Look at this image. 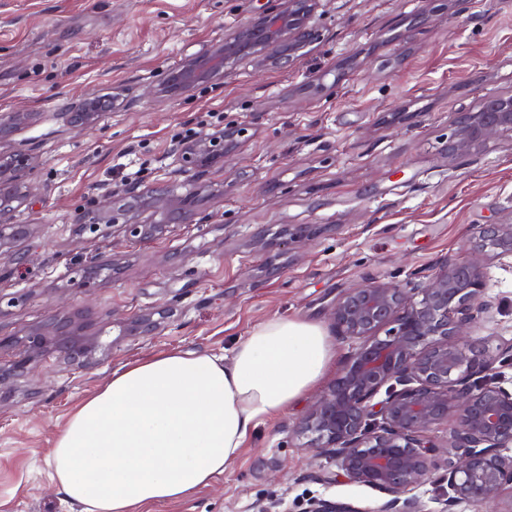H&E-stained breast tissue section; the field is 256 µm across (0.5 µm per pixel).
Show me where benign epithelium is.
Returning <instances> with one entry per match:
<instances>
[{
    "instance_id": "benign-epithelium-1",
    "label": "benign epithelium",
    "mask_w": 512,
    "mask_h": 512,
    "mask_svg": "<svg viewBox=\"0 0 512 512\" xmlns=\"http://www.w3.org/2000/svg\"><path fill=\"white\" fill-rule=\"evenodd\" d=\"M319 0H284L272 12L229 33L201 53L170 70L159 94L191 91L222 78L235 63L248 60L257 68L269 62L288 66L294 54L314 38L310 17ZM122 106L119 95L86 94L62 106L57 116L75 127L96 124L103 113ZM34 119L32 112H13L0 122V141ZM495 135L512 137V92L482 98L476 110L459 112L448 152L456 157L480 153ZM230 130L200 135L181 145L175 163L189 171L205 169L224 158ZM36 157L28 149H0V258L17 270L30 255L16 243L34 235L32 224L16 221L17 212L41 190L32 175ZM198 191L178 194L167 185L144 192L135 186L112 191L107 201L75 212L74 234L103 236L115 226L139 240L165 236L183 224ZM151 212L149 224L141 221ZM472 258L457 263L448 257L415 294L391 283L372 282L342 294L333 308L338 335L357 343L341 374L317 398L298 434L307 447L329 458L343 476L391 495L382 512H424L412 491L429 479L436 445L426 439L433 426L452 417L448 440L447 505L482 502L495 506L512 494V390L485 359V349L467 330L476 315L487 322L497 308L487 296L486 266L512 258V223L486 224L471 242ZM159 325L145 313L88 333L72 317L55 312L21 336L0 337V353L16 346L23 356L0 367L5 375L34 373L36 362L55 352L70 367L86 366L112 347L103 337L146 336ZM385 391V398H374ZM307 512H361L350 503L324 498L310 501Z\"/></svg>"
}]
</instances>
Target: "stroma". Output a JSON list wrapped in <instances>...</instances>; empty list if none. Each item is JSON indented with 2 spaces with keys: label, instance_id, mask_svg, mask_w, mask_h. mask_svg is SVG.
<instances>
[{
  "label": "stroma",
  "instance_id": "obj_1",
  "mask_svg": "<svg viewBox=\"0 0 512 512\" xmlns=\"http://www.w3.org/2000/svg\"><path fill=\"white\" fill-rule=\"evenodd\" d=\"M283 0H0V116L34 113L9 139L32 149L43 192L17 215L35 227L0 259V336L52 312L94 331L165 311L155 334L123 339L85 368L50 355L0 384V512H81L59 493L50 455L74 406L126 363L171 350L223 356L259 324L305 318L332 327L343 293L372 281L412 288L445 257L465 258L480 225L512 220V138L473 157L448 143L460 112L512 91V0H320L315 38L285 69L237 63L223 80L156 96L169 69ZM121 92L124 109L90 127L57 119L87 93ZM233 129L224 161L201 177L172 152L197 133ZM165 182L201 186L187 223L160 239L113 228L76 240L71 216L93 197ZM113 278L81 287L90 261ZM499 311L471 336L498 361L512 340V268L487 270ZM307 394L252 430L234 464L187 500L150 512H306L310 499L382 512L388 494L333 470L297 433ZM451 423L416 491L426 512L447 497Z\"/></svg>",
  "mask_w": 512,
  "mask_h": 512
}]
</instances>
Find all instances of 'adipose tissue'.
Segmentation results:
<instances>
[{"instance_id": "adipose-tissue-1", "label": "adipose tissue", "mask_w": 512, "mask_h": 512, "mask_svg": "<svg viewBox=\"0 0 512 512\" xmlns=\"http://www.w3.org/2000/svg\"><path fill=\"white\" fill-rule=\"evenodd\" d=\"M336 357L320 324L272 319L230 358L173 350L127 364L71 412L53 479L83 512H144L209 486L245 438L322 381Z\"/></svg>"}]
</instances>
